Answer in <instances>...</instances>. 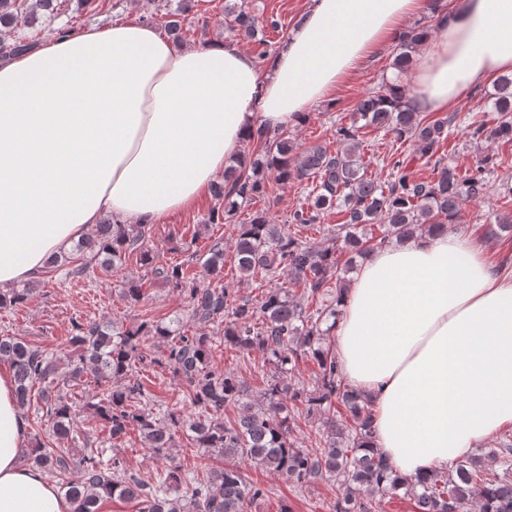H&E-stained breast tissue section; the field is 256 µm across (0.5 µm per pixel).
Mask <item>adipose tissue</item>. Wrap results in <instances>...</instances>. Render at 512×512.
<instances>
[{
  "label": "adipose tissue",
  "instance_id": "obj_1",
  "mask_svg": "<svg viewBox=\"0 0 512 512\" xmlns=\"http://www.w3.org/2000/svg\"><path fill=\"white\" fill-rule=\"evenodd\" d=\"M427 0H311L266 67L236 44L175 48L121 21L0 66V290L39 277L102 214L156 224L194 208L257 128L303 123ZM512 74V0H453L418 55L416 111L451 110ZM375 409L373 446L416 479L512 426V272L448 229L372 252L331 330ZM27 424L0 367V512H73L24 465Z\"/></svg>",
  "mask_w": 512,
  "mask_h": 512
}]
</instances>
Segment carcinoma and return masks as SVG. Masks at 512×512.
Listing matches in <instances>:
<instances>
[{"label":"carcinoma","instance_id":"1","mask_svg":"<svg viewBox=\"0 0 512 512\" xmlns=\"http://www.w3.org/2000/svg\"><path fill=\"white\" fill-rule=\"evenodd\" d=\"M54 10V0H32L26 10L17 0H0V27H33L43 17H53ZM182 13L179 7L167 11L168 32L177 42L182 40ZM224 16L230 34L254 37L258 21L245 0H226ZM426 38L428 33L419 28L403 34L392 68L400 73L407 70L412 53ZM34 48L22 37L0 39V59ZM492 99L496 124L473 121L468 134L476 142H512V76L497 79ZM365 127L389 132L416 147L411 156L391 154L388 179L383 182L368 175L361 156L359 131ZM450 127L446 118L431 121L414 111L401 87L390 84L357 102L350 125L336 128L333 151L313 144L297 152L285 133L257 130L256 147L224 169V184L213 190L223 207L213 209L208 222L224 223L235 209L265 194L271 178L311 185L305 204L290 216L295 231L269 223L262 212L239 225L235 255L240 277L263 282L277 273L285 276L282 284L265 289L258 298L233 299L226 289L204 284L183 264L157 263L156 255L144 246L145 227L114 224L109 216L102 217L71 254L51 255L47 260L51 270L79 260L68 275L82 278L98 272L110 276L136 256L151 273L185 294L189 318L224 326V346L259 354L258 369L270 365L275 373L263 392L253 394L237 377L209 366L211 337L186 333L178 314L166 324L144 320L128 328L74 320L63 371L53 353L15 336H0V362L14 371L19 405L39 396L53 437L67 439L80 411L66 387L91 379L103 389L85 407L93 411L112 444L124 442L136 431L144 445L162 454L185 429L202 458L193 469L173 466L165 476L145 480L129 472L122 458L103 459L104 449L88 439L78 452L46 448L37 441L28 455L32 467L60 477L74 512H100L101 503L113 498L137 501L139 512H248L263 489L244 474L240 463L245 461L298 489L317 480L332 483L334 512H372L373 502L399 495L414 501L415 512H512L511 438L481 457L456 462L449 472L435 470L417 482L398 475L386 458L369 447L371 401L343 382L334 349L325 343L324 325L336 320L346 288L342 254L350 255L345 261L349 265L392 239L401 242L419 232L445 228L456 223L462 200L478 201L487 194V175L501 160L487 154L471 172L457 173L435 158ZM417 159L433 165V177L413 175ZM335 208L345 212L346 221L328 230V244L314 245L299 237L300 231L313 228L321 215ZM380 216L386 224L375 236L368 227ZM201 267L209 276L222 277L224 249L213 245ZM29 292L14 288L0 293V308L23 303ZM153 342L166 344L165 366L186 383L189 399L202 415L191 419L177 410L155 412L145 404L138 366L157 362L149 358ZM303 359L317 366L314 389L307 392L285 382ZM37 385L41 389L34 395ZM340 406L349 418L337 416ZM229 407L237 408L238 415L226 416ZM301 416L319 420L311 449L298 446L292 438ZM213 458L223 459L224 465L212 464ZM182 486L187 490L184 498L175 495ZM362 487L371 499L359 496Z\"/></svg>","mask_w":512,"mask_h":512}]
</instances>
